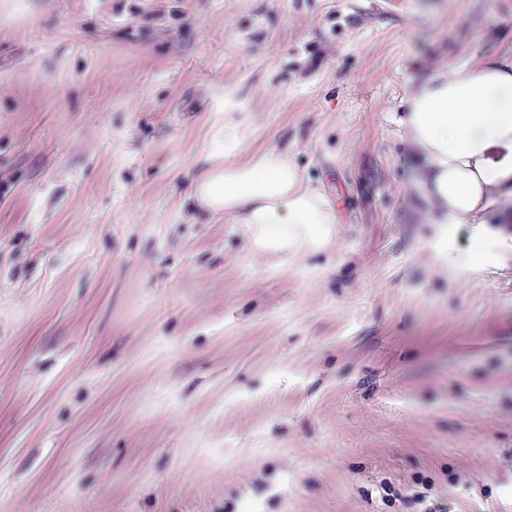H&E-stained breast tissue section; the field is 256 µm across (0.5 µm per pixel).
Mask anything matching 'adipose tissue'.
<instances>
[{
    "mask_svg": "<svg viewBox=\"0 0 512 512\" xmlns=\"http://www.w3.org/2000/svg\"><path fill=\"white\" fill-rule=\"evenodd\" d=\"M406 104L395 122L426 222L471 224L477 239L488 238L486 211L512 195V54L436 68L412 83ZM191 195L211 218L244 225L262 253L328 247L338 221L331 195L284 150L225 158L195 180Z\"/></svg>",
    "mask_w": 512,
    "mask_h": 512,
    "instance_id": "1",
    "label": "adipose tissue"
}]
</instances>
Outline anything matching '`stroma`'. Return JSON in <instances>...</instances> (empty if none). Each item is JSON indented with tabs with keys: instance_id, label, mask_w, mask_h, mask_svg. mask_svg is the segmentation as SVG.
Returning a JSON list of instances; mask_svg holds the SVG:
<instances>
[{
	"instance_id": "stroma-1",
	"label": "stroma",
	"mask_w": 512,
	"mask_h": 512,
	"mask_svg": "<svg viewBox=\"0 0 512 512\" xmlns=\"http://www.w3.org/2000/svg\"><path fill=\"white\" fill-rule=\"evenodd\" d=\"M512 0H0V512H512V256L393 121ZM288 150L333 243L189 194Z\"/></svg>"
}]
</instances>
